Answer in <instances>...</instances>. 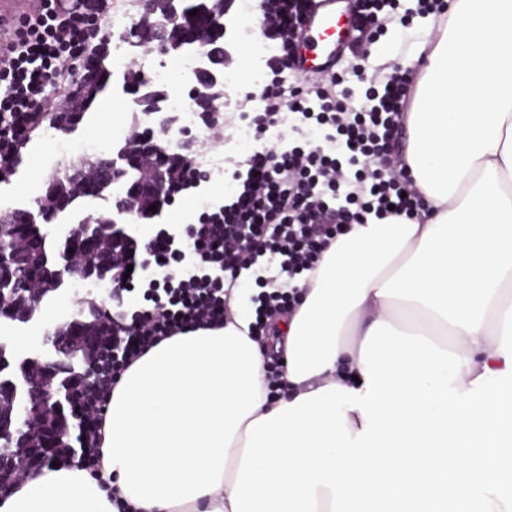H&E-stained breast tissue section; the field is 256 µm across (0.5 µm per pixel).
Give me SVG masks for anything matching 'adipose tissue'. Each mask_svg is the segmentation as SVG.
I'll return each instance as SVG.
<instances>
[{
  "label": "adipose tissue",
  "instance_id": "adipose-tissue-1",
  "mask_svg": "<svg viewBox=\"0 0 512 512\" xmlns=\"http://www.w3.org/2000/svg\"><path fill=\"white\" fill-rule=\"evenodd\" d=\"M406 114L403 161L426 207L409 220L356 224L331 242L301 305L282 319L286 366L278 403L335 384L355 388L374 322L420 334L468 360L470 389L501 372L512 306V0H454L427 18ZM232 321L166 339L112 391L97 474L30 472L0 512H232L249 423L270 414L266 351L248 334L244 288Z\"/></svg>",
  "mask_w": 512,
  "mask_h": 512
}]
</instances>
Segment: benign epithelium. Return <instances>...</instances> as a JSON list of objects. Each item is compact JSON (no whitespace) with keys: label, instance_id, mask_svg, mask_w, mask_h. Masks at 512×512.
<instances>
[{"label":"benign epithelium","instance_id":"obj_1","mask_svg":"<svg viewBox=\"0 0 512 512\" xmlns=\"http://www.w3.org/2000/svg\"><path fill=\"white\" fill-rule=\"evenodd\" d=\"M176 14L170 0H140V15L133 26L132 43L165 55L176 46L177 33L184 30L214 67L225 66L227 52L215 45L210 30L182 20L174 25L171 18ZM213 81L214 75L210 71L199 75L195 94L197 107H211L207 89ZM154 147V139L150 138L127 147L118 153V157L131 165L137 154L149 152ZM150 171L148 182L129 189L125 213L137 212L135 197L139 191L163 193L168 181L165 166H155ZM19 217L21 224L17 226L13 245L0 249V298L10 299L9 306L0 310V318L21 323L32 320L43 299L57 290L66 278L112 284V281L99 277L94 269L70 263L68 250H73L76 255H97L104 240L116 241L125 237L123 227L115 223L98 224L92 231L87 225L78 224L69 230L66 246L52 259L46 251L41 228L36 224L35 213L25 210ZM88 324L90 320L84 315V309L74 311L70 320L56 324L44 336V342L51 344L54 350V359L28 358L19 364L15 375L0 378L3 391L25 393L21 400L11 396L14 404L5 412L0 410V498L9 495L14 484L27 472L48 463L49 449L69 445L79 428L73 407L79 398L80 384L92 373L86 367L75 370L72 360L78 353L96 349L98 337L84 335Z\"/></svg>","mask_w":512,"mask_h":512}]
</instances>
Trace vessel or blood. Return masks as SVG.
Instances as JSON below:
<instances>
[{"label":"vessel or blood","mask_w":512,"mask_h":512,"mask_svg":"<svg viewBox=\"0 0 512 512\" xmlns=\"http://www.w3.org/2000/svg\"><path fill=\"white\" fill-rule=\"evenodd\" d=\"M33 0H0V52L14 44L16 23L29 10ZM335 0H315L307 31V46L302 56L301 71L310 74L331 70L340 41L349 34L348 24L336 16Z\"/></svg>","instance_id":"1"}]
</instances>
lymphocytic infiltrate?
Here are the masks:
<instances>
[{"instance_id":"obj_1","label":"lymphocytic infiltrate","mask_w":512,"mask_h":512,"mask_svg":"<svg viewBox=\"0 0 512 512\" xmlns=\"http://www.w3.org/2000/svg\"><path fill=\"white\" fill-rule=\"evenodd\" d=\"M55 0H36L17 30L12 50L0 55V114L12 117L0 124V173L25 134L28 117L50 112L82 73L91 40L110 39L105 20L112 0H82L80 10L62 14ZM310 0H262L263 39L279 51L265 61L266 79L259 93L244 102L260 100L248 119L258 142L232 173L236 189L227 199L200 208L184 231L167 227L162 213H153L155 227L136 240L138 258L132 272L112 274L113 299L141 290L143 304L134 311L105 310L100 321L112 326L110 349L94 353L91 363L97 382L82 388L76 410L81 417L78 450L60 448L55 459L68 464L78 457L83 468L96 470L102 455L104 413L112 389L138 358L165 339L200 329H220L228 313L224 286L235 283L241 270L266 261L278 274L257 280L256 321L251 333H267L266 320L299 302L297 281L314 270L331 240L351 225L382 220L389 215L414 218L424 200L411 179L393 170L391 149L395 131L403 129L413 97L411 77L393 70L383 90L368 88V106L355 108L352 90L341 75L299 77L286 84L295 69V51ZM397 0H359L352 14L358 40L373 41L384 16L393 14ZM204 136L191 140L181 153V168L164 195V206L191 197L210 182L198 160L224 141V115H200ZM291 121L293 130H320L319 144L291 146L271 141L267 134ZM152 278H143L144 269Z\"/></svg>"}]
</instances>
